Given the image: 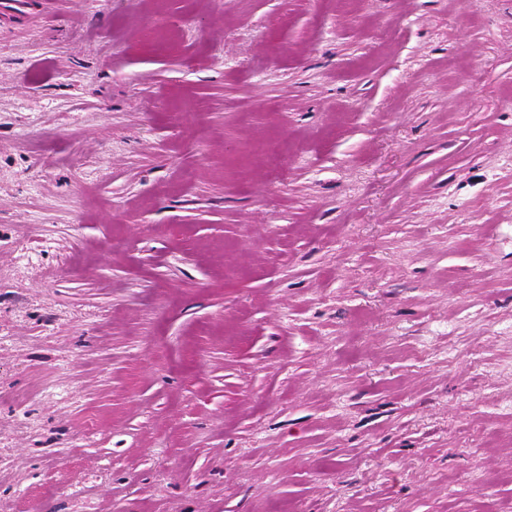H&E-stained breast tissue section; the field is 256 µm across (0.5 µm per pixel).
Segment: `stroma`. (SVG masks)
Listing matches in <instances>:
<instances>
[{"instance_id": "35a3bbf8", "label": "stroma", "mask_w": 512, "mask_h": 512, "mask_svg": "<svg viewBox=\"0 0 512 512\" xmlns=\"http://www.w3.org/2000/svg\"><path fill=\"white\" fill-rule=\"evenodd\" d=\"M0 512H512V0H9Z\"/></svg>"}]
</instances>
